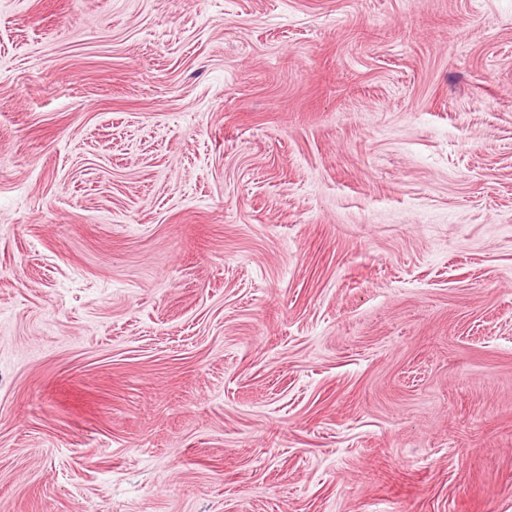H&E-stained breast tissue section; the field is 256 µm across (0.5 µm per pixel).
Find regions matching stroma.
I'll use <instances>...</instances> for the list:
<instances>
[{
    "mask_svg": "<svg viewBox=\"0 0 512 512\" xmlns=\"http://www.w3.org/2000/svg\"><path fill=\"white\" fill-rule=\"evenodd\" d=\"M0 512H512V0H0Z\"/></svg>",
    "mask_w": 512,
    "mask_h": 512,
    "instance_id": "35a3bbf8",
    "label": "stroma"
}]
</instances>
